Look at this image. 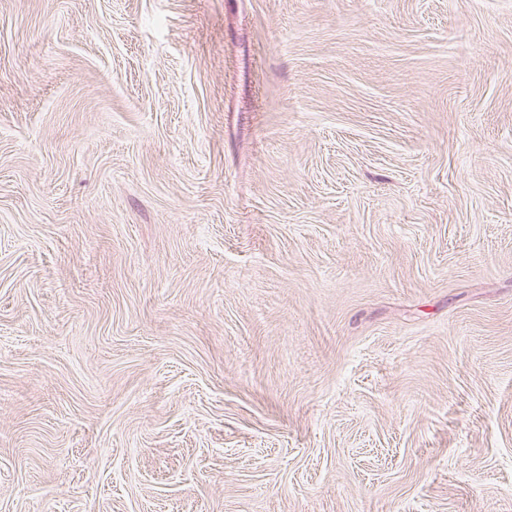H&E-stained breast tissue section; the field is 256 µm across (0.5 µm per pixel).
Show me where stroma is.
I'll use <instances>...</instances> for the list:
<instances>
[{"label": "stroma", "instance_id": "35a3bbf8", "mask_svg": "<svg viewBox=\"0 0 512 512\" xmlns=\"http://www.w3.org/2000/svg\"><path fill=\"white\" fill-rule=\"evenodd\" d=\"M0 512H512V0H0Z\"/></svg>", "mask_w": 512, "mask_h": 512}]
</instances>
